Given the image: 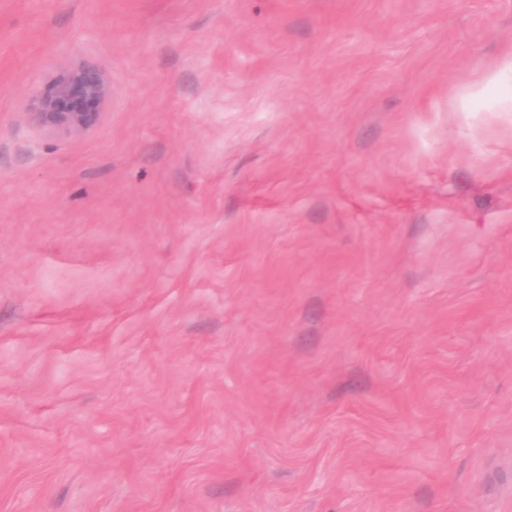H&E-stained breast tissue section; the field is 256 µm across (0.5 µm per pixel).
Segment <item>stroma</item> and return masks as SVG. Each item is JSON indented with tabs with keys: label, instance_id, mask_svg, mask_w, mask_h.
<instances>
[{
	"label": "stroma",
	"instance_id": "35a3bbf8",
	"mask_svg": "<svg viewBox=\"0 0 512 512\" xmlns=\"http://www.w3.org/2000/svg\"><path fill=\"white\" fill-rule=\"evenodd\" d=\"M511 51L512 0H0V512H512ZM108 95V82L100 70L75 64L54 79L47 93L28 101L26 114L47 134L82 133L99 124Z\"/></svg>",
	"mask_w": 512,
	"mask_h": 512
}]
</instances>
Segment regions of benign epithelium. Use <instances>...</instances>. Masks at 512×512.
Listing matches in <instances>:
<instances>
[{
	"label": "benign epithelium",
	"instance_id": "benign-epithelium-1",
	"mask_svg": "<svg viewBox=\"0 0 512 512\" xmlns=\"http://www.w3.org/2000/svg\"><path fill=\"white\" fill-rule=\"evenodd\" d=\"M108 95V82L100 70L75 64L54 79L48 92L28 101L27 115L47 134L82 133L99 124Z\"/></svg>",
	"mask_w": 512,
	"mask_h": 512
}]
</instances>
